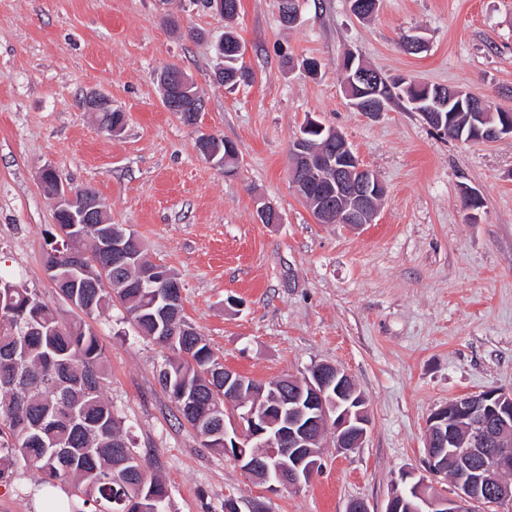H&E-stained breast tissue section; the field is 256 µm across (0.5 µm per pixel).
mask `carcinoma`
Here are the masks:
<instances>
[{
    "instance_id": "cac0c4a2",
    "label": "carcinoma",
    "mask_w": 512,
    "mask_h": 512,
    "mask_svg": "<svg viewBox=\"0 0 512 512\" xmlns=\"http://www.w3.org/2000/svg\"><path fill=\"white\" fill-rule=\"evenodd\" d=\"M240 41L230 25L224 30V86L236 87L234 77L243 69ZM390 99H424L438 85L398 84L381 77ZM65 236L52 234L44 265H56L62 279L58 294L80 312L67 318L40 301L29 289L0 288V479L18 471H32L44 484L69 485L92 512H165L167 490L148 474L142 457L132 448L103 392L107 371L103 346L87 320L118 304L134 330L169 352L158 372V383L175 405L179 418L201 439L202 446L224 452L221 426L199 420L197 408L224 406V376L207 377L220 363L209 344L188 321L168 335L153 334V316L167 289L87 288L85 280L57 254L75 253L82 265L98 267L112 279V250L105 235L118 224H87L77 230L60 225ZM281 381L252 387L246 380L241 397L269 399ZM189 390L194 406L176 398Z\"/></svg>"
}]
</instances>
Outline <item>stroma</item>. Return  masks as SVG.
Segmentation results:
<instances>
[{
  "label": "stroma",
  "mask_w": 512,
  "mask_h": 512,
  "mask_svg": "<svg viewBox=\"0 0 512 512\" xmlns=\"http://www.w3.org/2000/svg\"><path fill=\"white\" fill-rule=\"evenodd\" d=\"M241 0L233 27L250 82L213 75L223 17L204 0H0V274L69 313L43 268L55 166L91 189L112 223L131 227L151 261L183 286L184 315L225 366L268 383L328 362L366 396L371 427L346 454L326 437L298 489L267 490L227 455L203 448L158 381L165 352L121 307L91 326L105 350L106 391L166 512H383L394 476L422 465L425 423L454 398L512 389V138H445L407 103L369 116L344 93L351 52L391 78L463 88L512 108V0H380L368 20L348 0ZM428 49L405 53L403 35ZM321 73L309 77L303 59ZM177 66L204 98L195 125L167 111L157 82ZM124 112L103 132L85 98ZM349 141L386 197L374 223L321 224L296 194L289 149L307 115ZM236 143L233 175L200 155V133ZM484 206L471 221L463 189ZM281 221L260 223L262 204ZM40 477L0 482V512H37Z\"/></svg>",
  "instance_id": "1"
}]
</instances>
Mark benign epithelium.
Instances as JSON below:
<instances>
[{
    "instance_id": "7a95c632",
    "label": "benign epithelium",
    "mask_w": 512,
    "mask_h": 512,
    "mask_svg": "<svg viewBox=\"0 0 512 512\" xmlns=\"http://www.w3.org/2000/svg\"><path fill=\"white\" fill-rule=\"evenodd\" d=\"M356 55L340 58L343 71L364 85L362 97L347 95L359 112H383L389 104L380 90V81L369 68L354 67ZM178 105H196L200 93L192 80L180 72L175 77ZM458 102L467 110L466 120L474 131L472 142H489L512 137V114L488 112L487 102L463 89L439 94L434 105L422 113L429 126L450 129L457 113L439 111L443 97ZM310 124L328 131L327 138L343 143L344 156L337 160L297 134L289 164L292 186L300 196L309 195L316 205L315 218L324 224L360 227L373 223L386 189L378 175L366 168L352 152L345 137L336 129L312 118ZM39 180L51 192L55 217L65 216L72 228L83 224L105 223L104 209L96 195L86 188L65 183L59 171L47 165ZM136 257L126 233H112L114 273L129 269ZM141 282L169 283L170 274L159 263L140 271ZM239 374L224 369V399H235ZM362 394L351 376L330 363H319L306 374L290 377L275 393L271 403L253 405L240 415L224 421V453L234 456L242 471L261 476L269 490L300 488L308 483L320 466V448L326 433L333 434L336 447L343 452L363 447L370 416ZM468 430L469 443L457 447L455 428ZM424 466L421 472L405 471L392 478L384 512H503L512 508V483L495 475L512 471V391L497 387L458 397L433 410L425 424ZM284 448L266 460L250 459L242 449ZM452 476L451 490L435 487L442 477Z\"/></svg>"
}]
</instances>
